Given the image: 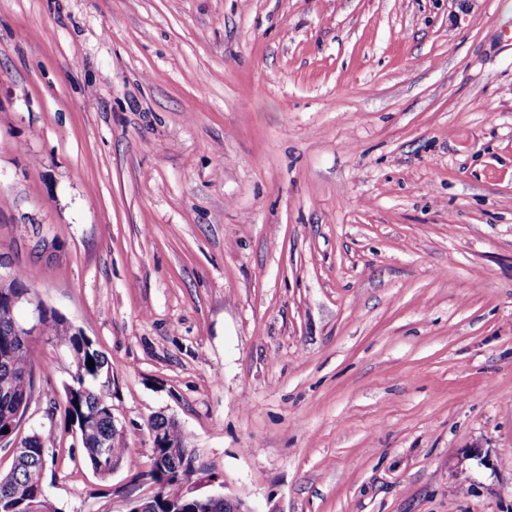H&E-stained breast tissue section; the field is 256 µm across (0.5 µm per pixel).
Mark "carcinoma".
Instances as JSON below:
<instances>
[{
	"instance_id": "1",
	"label": "carcinoma",
	"mask_w": 512,
	"mask_h": 512,
	"mask_svg": "<svg viewBox=\"0 0 512 512\" xmlns=\"http://www.w3.org/2000/svg\"><path fill=\"white\" fill-rule=\"evenodd\" d=\"M23 286L25 283L18 275L10 283L0 286V386L13 389L12 398L0 397V418L14 416L21 405L28 403L35 389L33 351L30 343H23L14 335L13 316L7 308L9 297ZM44 322L49 332L68 348L74 364L82 366V377L76 390L65 397L66 418L75 425L85 416L92 418L99 435L107 442L109 457L117 465H123L127 460L128 448L122 431L112 429V403L109 401L112 395V373L106 357L89 338L65 326L53 312H45ZM90 358L94 361L92 369L86 365ZM162 427L170 430L172 438L186 443L184 433L171 420L159 415L150 420V428L156 430ZM30 436V455L7 472L0 473V512H56L40 492L31 493L28 500L22 503L11 500L15 485L39 483L42 472L55 463L54 453L41 452L36 433L32 432ZM184 452L185 467L178 469L170 460L168 449H152V467L147 475L158 485V492L151 504L152 512H171L172 486L178 479L194 472L196 457L190 448H184ZM179 505V512H224V506L202 498L187 497Z\"/></svg>"
}]
</instances>
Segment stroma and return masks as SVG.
<instances>
[{"label": "stroma", "instance_id": "obj_1", "mask_svg": "<svg viewBox=\"0 0 512 512\" xmlns=\"http://www.w3.org/2000/svg\"><path fill=\"white\" fill-rule=\"evenodd\" d=\"M0 260L115 379L103 479L32 339L58 512L156 415L194 496L512 512V0H0Z\"/></svg>", "mask_w": 512, "mask_h": 512}]
</instances>
